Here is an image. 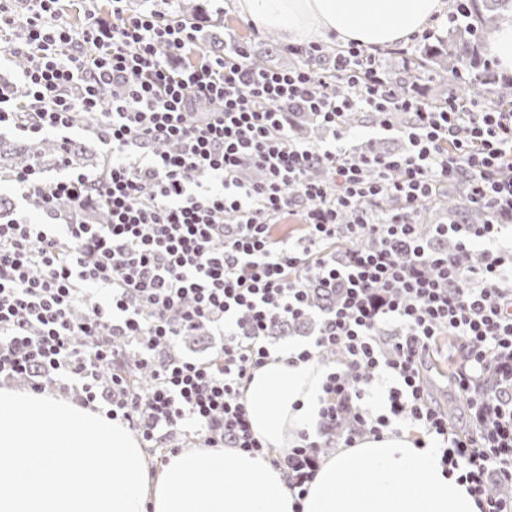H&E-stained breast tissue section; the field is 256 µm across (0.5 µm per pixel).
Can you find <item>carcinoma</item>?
Returning a JSON list of instances; mask_svg holds the SVG:
<instances>
[{
    "label": "carcinoma",
    "mask_w": 512,
    "mask_h": 512,
    "mask_svg": "<svg viewBox=\"0 0 512 512\" xmlns=\"http://www.w3.org/2000/svg\"><path fill=\"white\" fill-rule=\"evenodd\" d=\"M464 6L473 22L448 29V36L423 46L401 73L392 74L391 87L402 92L413 84L428 80L437 83L433 103L442 104L448 98L478 93L488 103L507 102L512 99V82L497 77L488 61L481 54V41L489 29L502 20H512V0H466ZM202 8L197 3H186L168 19L191 25ZM60 147L53 139L13 143L0 140V174L7 176L28 163L37 160L42 164L56 163ZM90 152L72 141L67 146V157L76 167L89 162ZM421 222L463 219L479 223L483 215L470 208L456 188H448V195L437 196L422 204Z\"/></svg>",
    "instance_id": "carcinoma-1"
}]
</instances>
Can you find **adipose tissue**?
Wrapping results in <instances>:
<instances>
[{
    "label": "adipose tissue",
    "instance_id": "adipose-tissue-1",
    "mask_svg": "<svg viewBox=\"0 0 512 512\" xmlns=\"http://www.w3.org/2000/svg\"><path fill=\"white\" fill-rule=\"evenodd\" d=\"M261 29L305 48L334 38L385 47L422 30L442 0H242ZM325 368L274 355L253 372L243 400L251 431L286 451L316 431ZM413 429L368 435L324 457L303 499L282 471L234 448H190L150 469L127 427L73 401L0 389V512H479L437 448ZM96 463H87V456Z\"/></svg>",
    "mask_w": 512,
    "mask_h": 512
}]
</instances>
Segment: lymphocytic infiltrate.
<instances>
[{
  "label": "lymphocytic infiltrate",
  "instance_id": "obj_1",
  "mask_svg": "<svg viewBox=\"0 0 512 512\" xmlns=\"http://www.w3.org/2000/svg\"><path fill=\"white\" fill-rule=\"evenodd\" d=\"M59 2L0 0V49L27 58V99L0 92V129L64 146L75 114L93 113L112 162L14 173L16 192L57 221L19 211L0 224V380L73 394L151 448L177 431L261 455L243 391L270 355L267 330L307 317L320 293L330 302L298 358L329 369L322 426L270 460L294 496L322 448L407 424L441 444L480 512H512L502 493L512 490V104L434 108L415 90L394 93L354 42L322 73L268 70L233 35L223 53L194 55L195 27L158 11L111 0L108 16L87 10L75 28ZM298 111L333 127L334 142L301 141L285 123ZM353 112L398 130L408 151L350 153ZM456 183L486 221L436 224L422 238L421 204ZM384 198L394 207L380 208ZM61 199L71 210L60 216ZM100 205L110 221L89 223ZM292 217L303 235H274ZM205 327L224 338L216 355L176 353ZM444 336L464 433L426 381ZM135 373L147 383L134 385ZM379 377L391 385L386 413L373 416L361 402Z\"/></svg>",
  "mask_w": 512,
  "mask_h": 512
}]
</instances>
